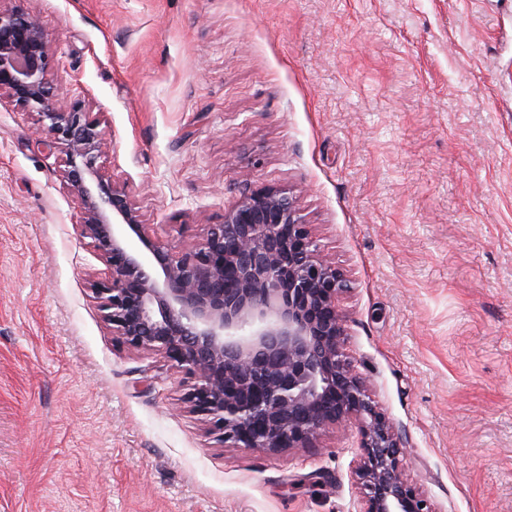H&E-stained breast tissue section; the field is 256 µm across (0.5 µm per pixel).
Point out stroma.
<instances>
[{
  "instance_id": "stroma-1",
  "label": "stroma",
  "mask_w": 512,
  "mask_h": 512,
  "mask_svg": "<svg viewBox=\"0 0 512 512\" xmlns=\"http://www.w3.org/2000/svg\"><path fill=\"white\" fill-rule=\"evenodd\" d=\"M164 242L296 196L436 512H512V0H27ZM33 113L0 101V512H361L356 422L220 446L120 343Z\"/></svg>"
}]
</instances>
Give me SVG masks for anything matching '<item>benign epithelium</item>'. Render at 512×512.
Segmentation results:
<instances>
[{
	"label": "benign epithelium",
	"instance_id": "1",
	"mask_svg": "<svg viewBox=\"0 0 512 512\" xmlns=\"http://www.w3.org/2000/svg\"><path fill=\"white\" fill-rule=\"evenodd\" d=\"M0 5V97L34 113L62 178L83 205L79 235L106 267L92 284L124 345L194 378L189 411L220 441L278 452L307 448L328 425L358 421L362 512H435L406 474V446L344 355L337 307L344 274L313 239L295 197L243 193L200 241L149 233L125 187L100 164L106 129L84 101L63 107L48 36L25 0Z\"/></svg>",
	"mask_w": 512,
	"mask_h": 512
}]
</instances>
